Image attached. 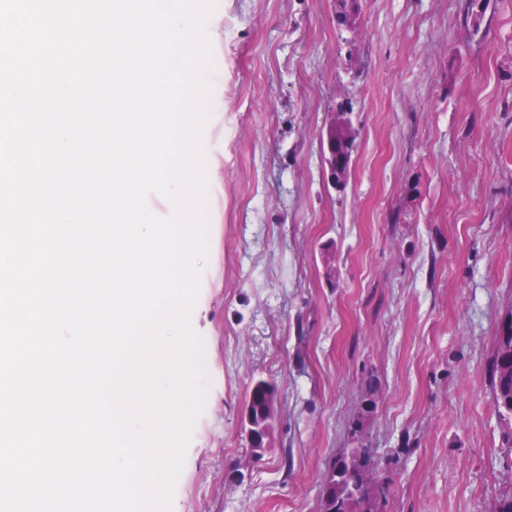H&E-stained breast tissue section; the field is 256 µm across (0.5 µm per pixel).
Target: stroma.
<instances>
[{"label":"stroma","instance_id":"obj_1","mask_svg":"<svg viewBox=\"0 0 512 512\" xmlns=\"http://www.w3.org/2000/svg\"><path fill=\"white\" fill-rule=\"evenodd\" d=\"M217 0L203 145L208 247L191 320L203 411L172 512H321L370 448L384 512L512 496L490 363L512 317V0ZM352 105L344 189L322 136ZM277 388L253 460L240 417ZM254 385H256V388L252 389ZM252 386L247 402L251 401L252 403L254 424L258 427H264L274 431V418L266 413V402L271 397L275 396V389L269 382L263 379L257 380Z\"/></svg>","mask_w":512,"mask_h":512}]
</instances>
